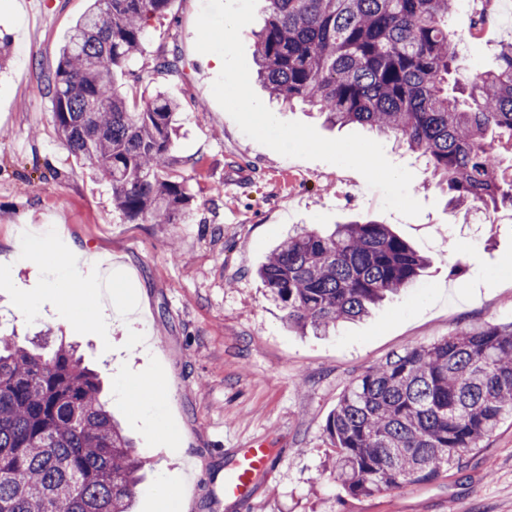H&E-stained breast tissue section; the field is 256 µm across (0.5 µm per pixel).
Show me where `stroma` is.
<instances>
[{
  "label": "stroma",
  "mask_w": 512,
  "mask_h": 512,
  "mask_svg": "<svg viewBox=\"0 0 512 512\" xmlns=\"http://www.w3.org/2000/svg\"><path fill=\"white\" fill-rule=\"evenodd\" d=\"M88 5L0 0V39L10 45L0 67V332L63 334L98 372L115 418L148 459L134 512H512L511 419L435 480L372 496L348 494L330 478L336 450L325 432L343 393L371 366L512 322V217L485 224L476 212H452L416 154L391 137L380 139L385 155L413 173L410 193L424 206L413 218L383 211L381 193L355 170L285 157L247 137L213 96L211 55L195 49L202 0H171L150 19L127 66L138 81L125 89L180 103L174 154L191 201L178 224L129 221L111 184L60 138L41 79ZM480 7L463 0L450 25L464 74L492 68L499 46L512 42L507 0L476 33ZM266 18L259 0L241 31L262 102L326 138L360 132L270 98L256 58ZM173 52L180 72L158 70L157 58ZM362 220L388 225L428 258L416 285L335 333L288 328L258 269L296 225L324 231ZM71 247L106 257L97 277L117 284L84 330L51 285L56 250ZM23 295L37 299L34 312L19 310ZM143 377L165 393L146 408L132 388ZM255 441L271 449L275 467L249 502L225 501L224 457Z\"/></svg>",
  "instance_id": "1"
}]
</instances>
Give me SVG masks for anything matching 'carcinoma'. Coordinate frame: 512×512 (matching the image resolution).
I'll return each instance as SVG.
<instances>
[{
	"label": "carcinoma",
	"mask_w": 512,
	"mask_h": 512,
	"mask_svg": "<svg viewBox=\"0 0 512 512\" xmlns=\"http://www.w3.org/2000/svg\"><path fill=\"white\" fill-rule=\"evenodd\" d=\"M170 0H92L43 74L71 153L112 184L131 221L177 224L189 198L176 179L175 115L163 93L130 96L119 78ZM256 48L270 95L332 125L393 134L421 158L453 208L512 211V43L493 68L458 77L448 26L459 0H266ZM426 260L387 225L306 226L258 276L286 322L328 333L414 285ZM0 336V512H130L146 467L101 401L100 376L59 340ZM512 419V323L411 347L345 391L325 431L336 480L353 495L428 481Z\"/></svg>",
	"instance_id": "1"
}]
</instances>
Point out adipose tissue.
Segmentation results:
<instances>
[{
  "instance_id": "adipose-tissue-1",
  "label": "adipose tissue",
  "mask_w": 512,
  "mask_h": 512,
  "mask_svg": "<svg viewBox=\"0 0 512 512\" xmlns=\"http://www.w3.org/2000/svg\"><path fill=\"white\" fill-rule=\"evenodd\" d=\"M56 261L67 271L65 278L56 280L57 291L77 300L71 311L72 324L78 328L87 327L94 323L102 298L99 281L90 279L87 275L95 259L88 251L72 249L57 255Z\"/></svg>"
}]
</instances>
